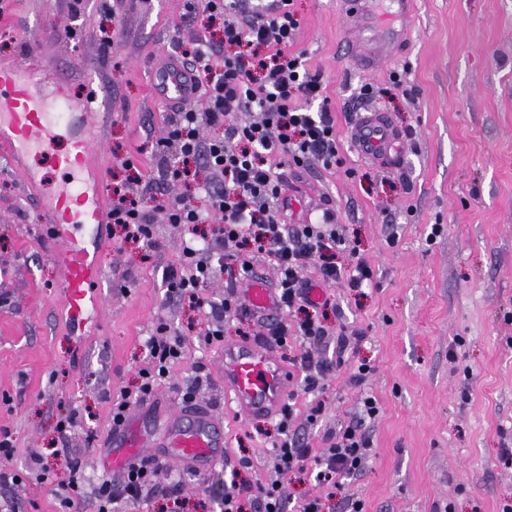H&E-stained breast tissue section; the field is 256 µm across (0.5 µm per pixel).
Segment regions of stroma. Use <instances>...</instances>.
<instances>
[{"mask_svg":"<svg viewBox=\"0 0 512 512\" xmlns=\"http://www.w3.org/2000/svg\"><path fill=\"white\" fill-rule=\"evenodd\" d=\"M416 13L394 60L358 70L348 43L345 0H294L301 21L294 46L310 73L321 75L336 114L342 163L288 172L286 223L316 222L333 213L345 240L341 262L359 257L371 268L363 288L337 282L327 336L314 357L342 366L321 390L301 391L294 372L289 430L315 449L327 433L358 423L371 439L362 472L332 492L313 478L291 482V501L322 496L324 512H502L512 504V0H416ZM186 0H0V60L39 55L48 76L69 77L74 99L88 89L104 97L97 154L106 183L128 176L120 159L143 170L163 135L169 107L153 95L150 67L180 54L206 19L185 21ZM112 30L111 43L100 27ZM377 96L361 99L362 86ZM398 134L391 154L365 155L355 127L367 112ZM43 198L23 172L0 156V432L14 444L10 465L20 484L0 487V512H59L55 489L79 462L94 481L118 479L102 456L112 451L111 406L134 387L156 323L177 329L183 357L169 384L136 412L157 419L161 403L196 400L224 412V347L241 331L266 335L269 320L251 314L224 325L221 342L206 343L207 319L166 298L165 267L176 264L179 238L151 212L163 247L139 242L95 258L104 275L87 324L74 328L59 312V271L46 244ZM344 347H337L338 338ZM373 371L361 385L349 377L359 363ZM378 415L360 421L365 396ZM322 405L318 425L305 421ZM80 423L57 450V423L69 412ZM279 416L226 415L228 454L199 473L180 467V505L158 497L120 512H224L234 479L275 475L271 447ZM41 453L48 479L34 485L30 456ZM249 467H242V460Z\"/></svg>","mask_w":512,"mask_h":512,"instance_id":"35a3bbf8","label":"stroma"}]
</instances>
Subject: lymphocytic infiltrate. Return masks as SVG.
Wrapping results in <instances>:
<instances>
[{
  "instance_id": "obj_1",
  "label": "lymphocytic infiltrate",
  "mask_w": 512,
  "mask_h": 512,
  "mask_svg": "<svg viewBox=\"0 0 512 512\" xmlns=\"http://www.w3.org/2000/svg\"><path fill=\"white\" fill-rule=\"evenodd\" d=\"M292 5L293 0H271L265 10L256 11L249 0H189V15L206 13L222 33L218 39H195L183 52L203 89L205 108L169 113L164 134L154 144L157 173L140 174L136 180L179 234V262L163 271L167 299L189 302L208 315L206 342L223 341L225 319L246 314L235 289L252 279L256 260H263L276 273L280 308L296 316L290 324L272 323L268 333L281 347L292 337L304 344L294 363L304 374V392L311 393L320 389L330 366L308 351L326 330L303 270L315 267L322 284L343 280L351 288L362 287L372 273L361 260L338 264L336 251L343 240L332 213H324L318 224L288 225L282 218L280 200L288 189L289 168L328 169L339 161L336 117L322 80L293 50L300 20ZM170 183L187 185L190 191L168 200L162 188ZM141 197L126 186L113 187L109 218L122 230L114 242L140 241L155 251L161 243ZM226 242L235 243V250L216 253V245ZM221 271L229 273L232 290L217 302L203 291ZM147 346L149 359L138 372L136 391L120 390L112 402L115 423L165 384L182 356L181 343L166 323L156 326ZM292 416V407H285L280 438L273 444L277 479L240 483L225 495L224 512H242L246 497L257 501L259 512H286L293 475L311 470L318 483L336 489L341 478L362 470L371 441L359 427H346L316 451L289 433ZM180 491L181 482L169 468L142 459L126 468L120 482L100 480L93 489L94 506L96 512H113L122 501L134 504Z\"/></svg>"
}]
</instances>
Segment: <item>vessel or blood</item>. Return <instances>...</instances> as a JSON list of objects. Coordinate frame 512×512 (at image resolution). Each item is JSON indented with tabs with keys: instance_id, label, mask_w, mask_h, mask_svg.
<instances>
[{
	"instance_id": "obj_1",
	"label": "vessel or blood",
	"mask_w": 512,
	"mask_h": 512,
	"mask_svg": "<svg viewBox=\"0 0 512 512\" xmlns=\"http://www.w3.org/2000/svg\"><path fill=\"white\" fill-rule=\"evenodd\" d=\"M377 0H351L349 22L363 32L374 30ZM412 0H390L392 23L366 44L365 53L376 61L389 60L392 48L407 30ZM155 96L169 105H184L200 95L187 68L177 59L155 68L152 73ZM101 108L97 96L74 105L67 78L44 76L38 61L29 59L9 66L0 64V154L20 158L31 150L51 154L62 182L47 194L49 237L62 272L59 307L66 318L82 323L103 274L90 253L96 237L108 221L104 181L93 172L96 158L91 141L74 135L77 120L96 119ZM360 148L368 155L388 152L390 140L374 116L364 117L355 129ZM67 138L65 152L55 150L59 138ZM247 304L263 314L277 303L265 282H251ZM224 392L243 416L275 413L288 397L291 376L272 354L265 337L247 345L224 349ZM161 425L141 424L131 416L112 429L113 441L140 456L164 457L199 471L213 469L224 461L221 416L206 405L169 406Z\"/></svg>"
}]
</instances>
